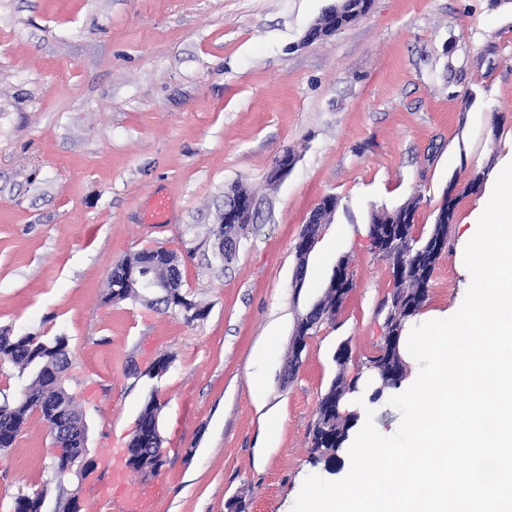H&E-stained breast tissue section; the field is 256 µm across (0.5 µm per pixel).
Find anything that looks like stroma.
I'll use <instances>...</instances> for the list:
<instances>
[{"mask_svg": "<svg viewBox=\"0 0 512 512\" xmlns=\"http://www.w3.org/2000/svg\"><path fill=\"white\" fill-rule=\"evenodd\" d=\"M330 0H0V329L69 340L64 383L89 427L96 471L56 481L39 416L0 452V512L45 490L46 512L79 497L110 512H291L313 464L309 428L347 345L354 363L383 342L393 288L371 250L375 209L419 197L428 232L452 180L485 172L460 199L418 322L460 308L464 250L499 172L512 162V0H373L335 34L304 42ZM296 164L269 184L274 157ZM236 183L260 203L231 260L213 230ZM327 194L339 206L292 286L295 244ZM169 201L148 224L149 199ZM162 247L206 310L186 323L139 301H105L112 267ZM357 286L285 367L294 322L340 257ZM169 355L161 378L147 377ZM163 405L157 476L126 464L151 392Z\"/></svg>", "mask_w": 512, "mask_h": 512, "instance_id": "35a3bbf8", "label": "stroma"}]
</instances>
